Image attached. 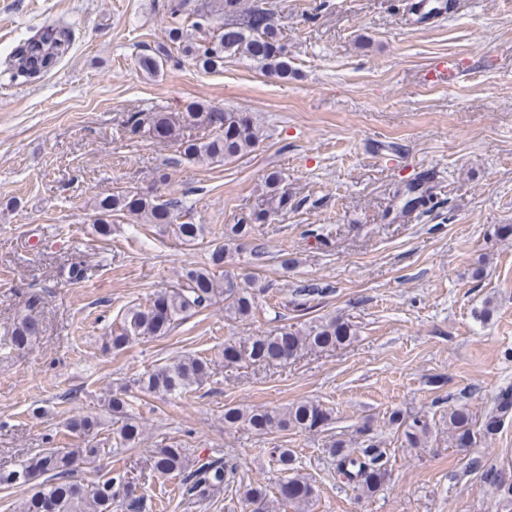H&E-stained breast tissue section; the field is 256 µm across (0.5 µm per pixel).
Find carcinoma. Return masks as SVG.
Masks as SVG:
<instances>
[{
  "instance_id": "carcinoma-1",
  "label": "carcinoma",
  "mask_w": 512,
  "mask_h": 512,
  "mask_svg": "<svg viewBox=\"0 0 512 512\" xmlns=\"http://www.w3.org/2000/svg\"><path fill=\"white\" fill-rule=\"evenodd\" d=\"M222 19L216 33L202 43L184 40L187 30L202 31L212 24L214 17ZM168 38L182 45L181 52L195 60L204 71L224 66L228 57L244 56L263 69L281 77L288 76V55L281 45V30L274 15L255 6L245 10L242 0H210L199 7H190V0L170 9ZM71 50V35L65 26H49L22 39L0 64L12 79L27 81L43 78ZM170 58L162 49L154 56H143V70L156 73ZM203 129L198 137L185 135L182 130ZM126 132L137 136L148 132L153 136L173 140L180 156L188 162H228L250 154L263 136L261 126L243 112L221 111L200 103H191L177 117L165 112H134L126 121ZM178 201H160L140 191L104 192L100 195L101 213L99 233H111L108 217L128 214L143 219L147 224L163 227L173 223V212ZM175 233L185 242H193L204 233V225L189 221L176 225ZM267 290L259 279L237 280L228 275L219 282L207 267L189 269L181 281L158 292L146 306L131 307L107 345L122 349L136 338L166 336L176 322L191 312L207 307L216 297L224 298V312L233 319H245L257 309L259 299ZM42 302L33 294L27 300L28 313L15 326L11 342L18 350L28 348L40 331L35 310ZM351 325L338 319L309 324L304 329L283 328L280 332L256 336L239 342L224 344V363L281 364L295 359L304 350H330L350 342ZM211 361L197 355H185L161 365L137 379L141 391L150 394L185 395L200 386L210 376ZM112 414L123 418L117 429L118 448L136 445L141 429L136 419L127 414L128 402L120 394H113L108 402ZM512 414V389L502 390L496 399L494 412L486 421V429L496 427ZM331 412L313 401H299L283 411L228 406L224 408V423L243 426L258 435L293 429L299 432L318 431L330 424ZM402 430V444L406 448H423L431 433L429 423L418 416H407L394 411L389 417ZM448 431L459 448L473 444L472 419L463 407L448 411ZM101 449L84 448L73 454L56 448H43L27 458L21 468L0 471V488L27 484L42 479L39 490L27 499L21 512H112L118 502L123 512H144V496L129 489L131 482L125 472H116L102 480L87 482L74 476L76 462L92 464L100 457ZM328 453L336 461V469L352 489L362 495H371L381 488L388 476L386 450L369 443L363 448H347L341 441L333 443ZM280 470L288 473L276 495H269L266 487L252 486L246 491V500L253 506L251 512H279L280 506L292 505L298 512H307L315 497L313 484L297 472L291 449H274ZM153 468L161 474L179 478L182 495L191 499H206L236 475L240 464L231 457H213L197 468L189 467L183 448H157ZM486 477L505 495L512 498V475L493 468Z\"/></svg>"
}]
</instances>
